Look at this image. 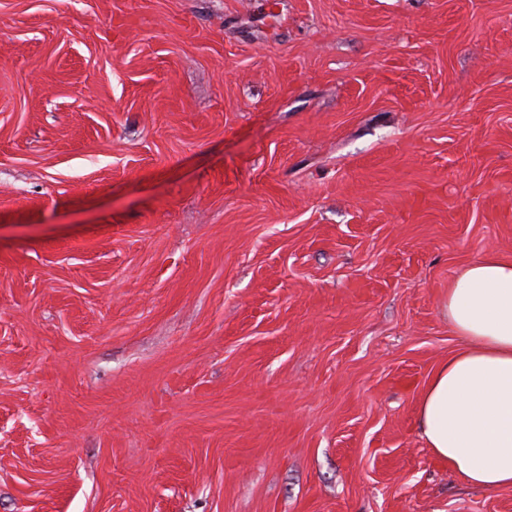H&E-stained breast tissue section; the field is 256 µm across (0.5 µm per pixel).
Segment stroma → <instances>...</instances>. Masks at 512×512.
I'll return each mask as SVG.
<instances>
[{
	"label": "stroma",
	"instance_id": "stroma-1",
	"mask_svg": "<svg viewBox=\"0 0 512 512\" xmlns=\"http://www.w3.org/2000/svg\"><path fill=\"white\" fill-rule=\"evenodd\" d=\"M512 257V0H0V512H512L420 437Z\"/></svg>",
	"mask_w": 512,
	"mask_h": 512
}]
</instances>
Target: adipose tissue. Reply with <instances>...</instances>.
Instances as JSON below:
<instances>
[{"label": "adipose tissue", "mask_w": 512, "mask_h": 512, "mask_svg": "<svg viewBox=\"0 0 512 512\" xmlns=\"http://www.w3.org/2000/svg\"><path fill=\"white\" fill-rule=\"evenodd\" d=\"M448 323L461 350L442 362L417 405L427 448L466 483L512 487V258L466 264L449 282Z\"/></svg>", "instance_id": "obj_1"}]
</instances>
